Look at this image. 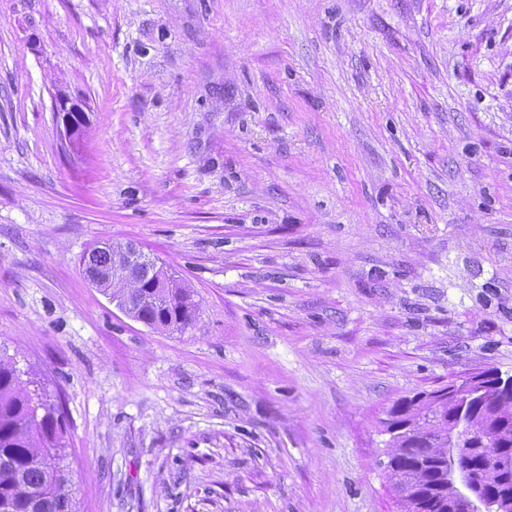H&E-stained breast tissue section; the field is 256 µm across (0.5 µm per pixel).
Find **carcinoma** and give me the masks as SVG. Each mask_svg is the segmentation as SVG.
<instances>
[{
	"label": "carcinoma",
	"mask_w": 512,
	"mask_h": 512,
	"mask_svg": "<svg viewBox=\"0 0 512 512\" xmlns=\"http://www.w3.org/2000/svg\"><path fill=\"white\" fill-rule=\"evenodd\" d=\"M83 266L87 276H97L112 267V250L93 249ZM104 293L154 330L183 332L196 321L191 289L161 267L134 270ZM478 377L482 392L466 403L476 434L458 465L483 498L512 512V387L494 368ZM28 385L13 362L0 359V503L9 512H78L65 464L66 422ZM462 404L446 393L421 391L389 410L386 468L401 512H469L467 501L448 491V433Z\"/></svg>",
	"instance_id": "1"
}]
</instances>
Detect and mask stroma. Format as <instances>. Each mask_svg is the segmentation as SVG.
I'll use <instances>...</instances> for the list:
<instances>
[{"label": "stroma", "instance_id": "1", "mask_svg": "<svg viewBox=\"0 0 512 512\" xmlns=\"http://www.w3.org/2000/svg\"><path fill=\"white\" fill-rule=\"evenodd\" d=\"M107 241L194 325L92 287ZM0 357L80 512H399L391 406L512 375V0H0ZM68 104L69 101L61 97L55 102L57 126L60 136L65 142H70L79 132L81 127L76 121L78 120L82 125L85 122V114L82 108L76 104H70L69 106ZM108 248H94L83 256L87 277H96L112 268L109 276L121 280L101 288L117 306L133 319L151 329L183 333L196 321L198 304L190 288L179 282L163 267L149 266L152 258L132 243H107ZM142 267L128 273L135 268ZM159 275L164 276L167 288H154ZM127 277V278H126Z\"/></svg>", "mask_w": 512, "mask_h": 512}]
</instances>
